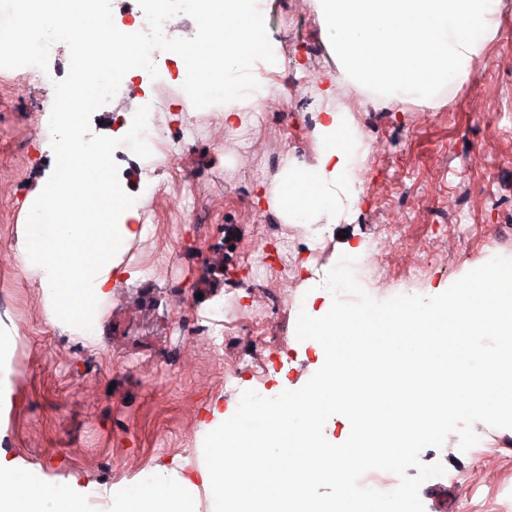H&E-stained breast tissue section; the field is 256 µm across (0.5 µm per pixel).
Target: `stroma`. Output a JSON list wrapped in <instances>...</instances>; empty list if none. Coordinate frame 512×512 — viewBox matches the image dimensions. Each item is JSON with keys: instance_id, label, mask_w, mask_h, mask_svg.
Segmentation results:
<instances>
[{"instance_id": "1", "label": "stroma", "mask_w": 512, "mask_h": 512, "mask_svg": "<svg viewBox=\"0 0 512 512\" xmlns=\"http://www.w3.org/2000/svg\"><path fill=\"white\" fill-rule=\"evenodd\" d=\"M267 24L280 57L276 87L298 109L302 91L313 90L318 75L335 70L314 7L298 10L296 0H267ZM497 33L480 52L473 72L445 93L439 104L372 103L367 96H344L343 107L357 126L379 140L382 155L369 159L371 180L357 211L327 225L318 256L301 254L299 283L282 289L273 275L256 274L249 250L267 237L269 263L280 239L305 242L304 228L286 224L268 209L240 211L236 197H250L256 182L274 187L276 161L286 152L314 164L309 131L281 143L279 113L261 112L232 141L224 139L220 109L197 112L192 134L182 132L181 115L193 108L179 81L163 79L165 99L159 124L167 138H182L176 162L156 152L158 186L147 204L146 231L121 256L119 285L98 307L94 336L58 325L37 275L18 260L25 246L24 207L49 169L50 134L36 131L30 115L47 104L37 85L18 90L15 74L0 71V337L10 342L0 365V455L21 469L63 487L78 486L97 512H109L116 491L131 486L153 468L198 474L206 466L203 442L213 406L236 409L242 391L265 397L302 387L323 359L295 334L296 316L274 308L270 336L288 340V362L269 366L265 381L242 373L235 390L224 387L225 363L247 358V327L228 340L219 359L208 357L203 339L177 336L170 313L175 291L198 301V316L211 318L214 306L239 297L286 295L300 307L323 303L310 277L328 272L340 258V244L361 246L364 254H384L389 268L382 281L364 283L374 299L399 294L427 297L446 290L492 257H512V0H503ZM486 119L476 122L474 111ZM200 177L188 205L198 221L175 225V174ZM395 222L386 237L380 224ZM181 241L176 264L164 253ZM425 263L424 280L412 283L410 265ZM152 266L154 287L143 283ZM481 443L498 448L485 461L487 473L471 486L454 479L461 458L457 436L420 453L422 463L442 464V476L419 491L425 512H490L512 486V429L476 424Z\"/></svg>"}]
</instances>
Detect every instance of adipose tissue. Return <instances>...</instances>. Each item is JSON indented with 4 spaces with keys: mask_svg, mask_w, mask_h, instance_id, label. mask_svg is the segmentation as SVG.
<instances>
[{
    "mask_svg": "<svg viewBox=\"0 0 512 512\" xmlns=\"http://www.w3.org/2000/svg\"><path fill=\"white\" fill-rule=\"evenodd\" d=\"M501 0H315L325 43L338 65L326 73L308 111L315 164L283 159L266 203L289 224H332L357 208L350 193L354 127L336 105L337 90L369 93L406 103L432 102L464 79L496 31ZM191 37L176 46L185 92L224 107V131L238 132L242 111L257 105L249 89L270 86L267 13L261 0H181ZM0 24L27 33L30 53L46 37L67 40L82 82L50 88L58 112L52 164L30 196L24 267L40 276L55 314L91 326L93 313L112 292V271L127 244L144 234L141 203L131 205L125 185L110 174L109 134L86 137L78 120L90 92H106L118 74H136L148 49L134 28L106 30L88 0H56L31 25L26 12H0ZM0 512H84L82 497L20 473L0 456Z\"/></svg>",
    "mask_w": 512,
    "mask_h": 512,
    "instance_id": "1",
    "label": "adipose tissue"
}]
</instances>
